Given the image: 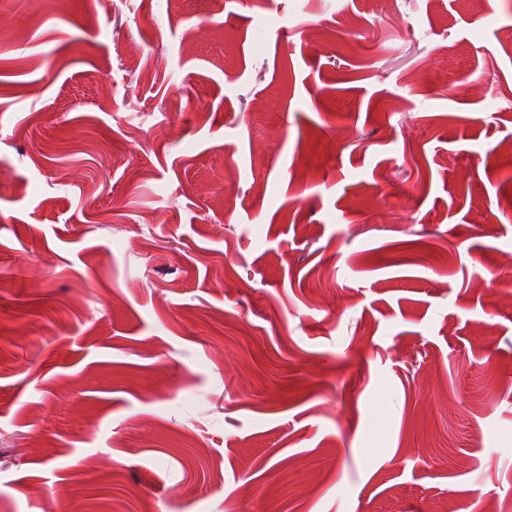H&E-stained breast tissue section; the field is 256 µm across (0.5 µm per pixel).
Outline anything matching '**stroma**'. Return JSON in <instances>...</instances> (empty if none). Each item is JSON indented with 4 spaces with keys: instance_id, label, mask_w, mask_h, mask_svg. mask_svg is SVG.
<instances>
[{
    "instance_id": "obj_1",
    "label": "stroma",
    "mask_w": 512,
    "mask_h": 512,
    "mask_svg": "<svg viewBox=\"0 0 512 512\" xmlns=\"http://www.w3.org/2000/svg\"><path fill=\"white\" fill-rule=\"evenodd\" d=\"M512 0H0V512L512 506Z\"/></svg>"
}]
</instances>
